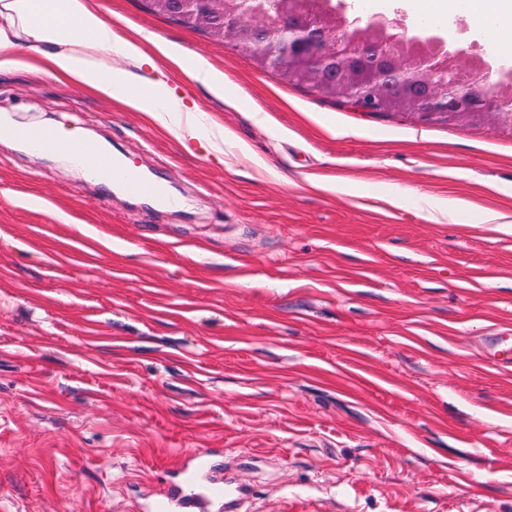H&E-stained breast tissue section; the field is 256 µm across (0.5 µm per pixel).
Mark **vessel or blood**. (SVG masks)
Instances as JSON below:
<instances>
[{"label": "vessel or blood", "instance_id": "b4317fda", "mask_svg": "<svg viewBox=\"0 0 512 512\" xmlns=\"http://www.w3.org/2000/svg\"><path fill=\"white\" fill-rule=\"evenodd\" d=\"M5 134L30 144L44 154L65 155L72 149L70 140L47 126L13 125L6 128ZM81 163L88 173L121 185L132 197L154 201L168 198L163 182L144 178L106 151L84 154ZM180 474V480L171 483L161 498L152 504L151 512H209L217 502L223 503L224 512H234L233 504L239 491L214 476L206 455H194L191 464L184 466Z\"/></svg>", "mask_w": 512, "mask_h": 512}]
</instances>
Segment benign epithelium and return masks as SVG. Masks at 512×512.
Wrapping results in <instances>:
<instances>
[{"label": "benign epithelium", "instance_id": "benign-epithelium-1", "mask_svg": "<svg viewBox=\"0 0 512 512\" xmlns=\"http://www.w3.org/2000/svg\"><path fill=\"white\" fill-rule=\"evenodd\" d=\"M162 13L186 16L187 4L196 6L193 17L199 28L216 27L210 11L224 14L221 34L235 46L243 36L255 45L256 60L282 75L299 69L314 77L318 85L343 98L361 112H384L396 100L401 111L425 116L448 112L507 113L512 99L489 93L492 87L512 84V68L490 59L468 57L461 61L456 42L433 27L408 28L404 20L373 15L366 28L393 32V47L374 41L358 26V20L342 16L343 6L318 2L320 21L306 20L311 0H287L288 9L277 16L256 9L243 11L236 0H152ZM391 57L398 63L395 73L411 91L398 96L390 92L386 72L377 64Z\"/></svg>", "mask_w": 512, "mask_h": 512}]
</instances>
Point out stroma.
I'll list each match as a JSON object with an SVG mask.
<instances>
[{
  "label": "stroma",
  "mask_w": 512,
  "mask_h": 512,
  "mask_svg": "<svg viewBox=\"0 0 512 512\" xmlns=\"http://www.w3.org/2000/svg\"><path fill=\"white\" fill-rule=\"evenodd\" d=\"M104 2L122 33L220 68V97L167 76L280 177L0 73V118L110 148L182 200L0 139V512H142L205 449L250 489L240 512H512V366L485 349L512 337V232L445 215L465 198L512 218V123L359 112L145 0ZM344 3L423 23L412 0Z\"/></svg>",
  "instance_id": "35a3bbf8"
}]
</instances>
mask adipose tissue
Masks as SVG:
<instances>
[{"label":"adipose tissue","mask_w":512,"mask_h":512,"mask_svg":"<svg viewBox=\"0 0 512 512\" xmlns=\"http://www.w3.org/2000/svg\"><path fill=\"white\" fill-rule=\"evenodd\" d=\"M471 11L492 42L512 50V0H472ZM20 31L27 34L29 46L18 42ZM147 43L153 46L154 55L144 52ZM160 57L183 67L187 83L223 93V72L203 56H196L187 66L179 47L153 32L121 35L104 8H90L86 0H0V72L39 69L138 112L144 122L183 147L196 146L210 153L228 144L257 168H264V161L247 143L201 113L195 102L165 78L155 77Z\"/></svg>","instance_id":"1"}]
</instances>
